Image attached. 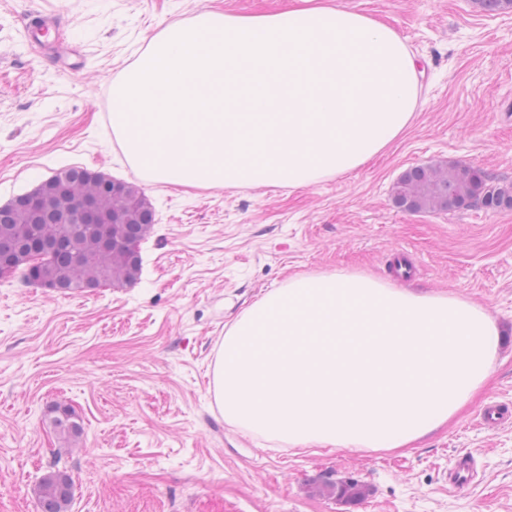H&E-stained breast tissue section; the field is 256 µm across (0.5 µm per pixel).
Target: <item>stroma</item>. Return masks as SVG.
<instances>
[{
	"mask_svg": "<svg viewBox=\"0 0 512 512\" xmlns=\"http://www.w3.org/2000/svg\"><path fill=\"white\" fill-rule=\"evenodd\" d=\"M294 0H0V206L81 166L136 184L155 215L137 282L63 295L0 279V512H40L51 466L69 512H512V210L407 212L405 170L461 163L512 184V10L476 0H335L392 27L423 70L406 133L359 169L303 188L188 186L134 169L112 131L111 88L169 25L203 13L277 14ZM49 12L70 44L34 51L26 16ZM485 310L502 336L476 398L405 448L293 446L230 424L212 372L225 331L298 274L359 273ZM57 404L82 424L63 447ZM477 476L448 488L454 460ZM369 488L357 506L312 496L319 474ZM512 418L509 407L497 402L487 404L481 411L480 419L487 429H495ZM34 493L41 512H67L72 498V476L66 470L52 468Z\"/></svg>",
	"mask_w": 512,
	"mask_h": 512,
	"instance_id": "1",
	"label": "stroma"
}]
</instances>
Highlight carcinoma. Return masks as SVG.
<instances>
[{
	"instance_id": "cac0c4a2",
	"label": "carcinoma",
	"mask_w": 512,
	"mask_h": 512,
	"mask_svg": "<svg viewBox=\"0 0 512 512\" xmlns=\"http://www.w3.org/2000/svg\"><path fill=\"white\" fill-rule=\"evenodd\" d=\"M51 206L58 211L77 209L78 196L96 199L108 216L121 219L119 231L130 245L125 251L112 250V243L98 229L86 224H56L36 211L22 196L0 207V257H9L23 247L46 249L44 261L64 294L89 289L123 288L133 284L140 271L137 243L151 230L155 216L144 194L127 185L123 195L112 193V178L83 167L63 169L50 177ZM395 202L409 212L426 209H462L479 205L486 209H512V186L492 184L480 169L453 165L414 167L397 182ZM54 430L64 436L81 434L82 427L66 406L53 408ZM319 497L358 505L366 497L361 481L336 479L323 474L310 483ZM34 493L41 512H67L72 498V476L66 470H50Z\"/></svg>"
}]
</instances>
